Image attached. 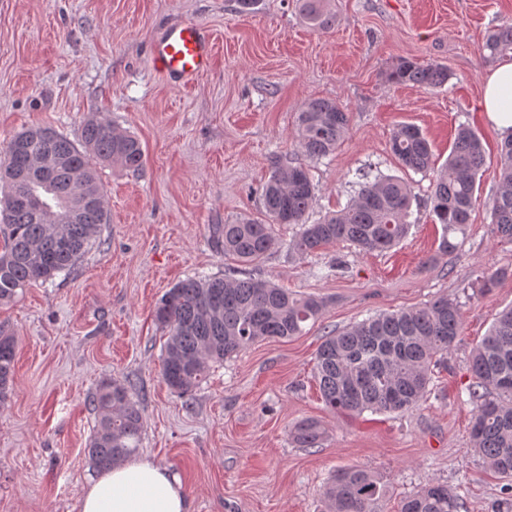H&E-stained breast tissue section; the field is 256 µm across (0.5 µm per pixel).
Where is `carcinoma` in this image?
Segmentation results:
<instances>
[{
    "label": "carcinoma",
    "instance_id": "obj_1",
    "mask_svg": "<svg viewBox=\"0 0 512 512\" xmlns=\"http://www.w3.org/2000/svg\"><path fill=\"white\" fill-rule=\"evenodd\" d=\"M311 28L336 22L331 0H296ZM494 59L512 54V26L490 33L482 46ZM393 83L441 87L450 79L440 64L400 58L387 74ZM347 129V113L332 99L307 101L297 115L296 142L309 159L334 153ZM77 147L50 126L17 133L0 159V303L14 300L36 281L74 270L100 242L108 223L105 192L95 164L112 162L132 171L143 163L139 140L105 118H91ZM390 148L399 165L423 172L432 147L419 127L402 123ZM498 188L489 201L491 234L512 243V134L500 143ZM484 165V147L468 126L457 130L448 162L436 174L430 200L442 225L439 250L454 251L453 234H465ZM361 187L346 207L308 224L315 187L303 164L274 161L261 197L267 221L242 219L212 226L217 251L251 264L279 246L277 224H298L291 249L301 254L349 242L364 252H385L408 234L413 195L396 176L359 174ZM327 302L296 296L268 280L251 277L188 278L167 290L155 321L166 331L161 376L168 388L190 399L213 367L267 338H291L318 319ZM462 335L460 303L442 295L410 309L374 314L325 336L314 363L321 399L344 416L404 413L427 397L433 368ZM15 337L0 330V402L11 391ZM469 402L475 405L472 447L495 472L512 479V306L502 310L471 353ZM90 405L96 425L87 455L98 470L124 462L140 448L142 414L132 385L105 381ZM302 448L323 438L318 422L300 421L291 432ZM390 490L380 474L360 466L336 470L324 487L326 512H387ZM459 495L430 481L404 497L399 512H460Z\"/></svg>",
    "mask_w": 512,
    "mask_h": 512
}]
</instances>
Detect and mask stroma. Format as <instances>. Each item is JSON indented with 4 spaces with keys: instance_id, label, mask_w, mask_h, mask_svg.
Returning <instances> with one entry per match:
<instances>
[{
    "instance_id": "1",
    "label": "stroma",
    "mask_w": 512,
    "mask_h": 512,
    "mask_svg": "<svg viewBox=\"0 0 512 512\" xmlns=\"http://www.w3.org/2000/svg\"><path fill=\"white\" fill-rule=\"evenodd\" d=\"M334 2L336 23L321 32L295 0H257L247 12L238 0H0V148L41 125L77 143L97 116L144 152L138 171L99 168L109 215L99 246L72 272L0 304V328L16 339L12 393L0 402V512H77L98 475L85 452L88 400L106 379L134 384L140 452L180 474L188 512H323L325 483L347 466L380 473L397 499L434 480L458 493L462 512H494L506 480L474 452V407L460 394L473 347L512 304V243L490 233L503 134L482 110L484 78L499 62L480 52L490 31L512 26V0ZM186 19L215 43L211 70L190 89L167 83L150 60L156 33ZM401 57L445 65L451 78L438 88L393 83L387 73ZM311 98L336 100L349 123L333 155L309 161L295 118ZM400 123L423 131L440 164L459 126L485 146L471 224L451 253L438 251L432 173L401 172L390 151ZM278 155L307 164L312 222L346 206L358 171L404 174L415 196L408 237L384 254L333 244L301 255L290 248L296 226L283 224L279 248L259 262L224 257L213 225L264 220L260 190ZM337 255L348 271L336 277L327 270ZM490 269L509 275L473 295L471 282ZM201 275L269 279L328 304L302 335L255 343L185 400L162 379L154 309ZM442 294L460 300L463 332L434 392L398 415L329 411L313 378L324 336ZM306 418L325 431L318 447L290 437Z\"/></svg>"
}]
</instances>
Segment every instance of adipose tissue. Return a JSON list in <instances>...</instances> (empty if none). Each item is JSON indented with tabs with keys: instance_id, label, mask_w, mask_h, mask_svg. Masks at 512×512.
<instances>
[{
	"instance_id": "ef3b65f1",
	"label": "adipose tissue",
	"mask_w": 512,
	"mask_h": 512,
	"mask_svg": "<svg viewBox=\"0 0 512 512\" xmlns=\"http://www.w3.org/2000/svg\"><path fill=\"white\" fill-rule=\"evenodd\" d=\"M482 107L501 132L512 131V64L486 79ZM79 512H188L180 475L143 456L106 470L82 494Z\"/></svg>"
}]
</instances>
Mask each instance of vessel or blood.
I'll use <instances>...</instances> for the list:
<instances>
[{"instance_id":"obj_1","label":"vessel or blood","mask_w":512,"mask_h":512,"mask_svg":"<svg viewBox=\"0 0 512 512\" xmlns=\"http://www.w3.org/2000/svg\"><path fill=\"white\" fill-rule=\"evenodd\" d=\"M213 44L204 26L185 20L166 28L151 47L150 57L167 80L187 87L207 73L212 65Z\"/></svg>"}]
</instances>
